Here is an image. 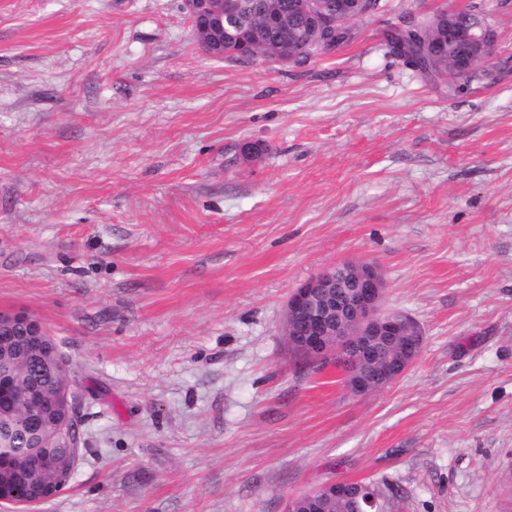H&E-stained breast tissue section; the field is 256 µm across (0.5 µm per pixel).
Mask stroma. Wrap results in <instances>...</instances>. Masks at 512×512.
<instances>
[{"instance_id":"obj_1","label":"stroma","mask_w":512,"mask_h":512,"mask_svg":"<svg viewBox=\"0 0 512 512\" xmlns=\"http://www.w3.org/2000/svg\"><path fill=\"white\" fill-rule=\"evenodd\" d=\"M480 5L493 77L385 32ZM305 64L212 57L182 0H0V312L69 361L85 441L29 512H512V0H382ZM377 262L424 330L381 392L299 365L293 289ZM428 30L427 23H425L423 25H411L405 30L391 35L384 44L387 53L405 67L416 68L417 63L411 46L417 47L427 35ZM365 483L350 482L348 488L347 481H334L326 483L317 489L309 491L297 498H294L289 506V512H317V503L328 497H344L336 500V503L330 507L328 512H362L364 508L361 496V489ZM350 491V492H349Z\"/></svg>"}]
</instances>
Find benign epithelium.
I'll return each mask as SVG.
<instances>
[{
	"instance_id": "benign-epithelium-1",
	"label": "benign epithelium",
	"mask_w": 512,
	"mask_h": 512,
	"mask_svg": "<svg viewBox=\"0 0 512 512\" xmlns=\"http://www.w3.org/2000/svg\"><path fill=\"white\" fill-rule=\"evenodd\" d=\"M195 31L206 37L205 50L216 54L221 48L220 32L224 27L253 25L250 36L242 44L243 55L278 63H292L310 51L329 42L336 33L357 20L377 13L375 0H340L334 5L327 0H295L290 5L304 17V25L292 27L284 13L274 4L253 9L241 0H183ZM447 27L433 25L436 36L418 49L424 63H429L436 47L446 43L457 46L469 38L462 15L447 12ZM276 25L280 42L293 47L288 53L263 49L265 28ZM494 43L487 33L473 47L465 66L467 71H481L492 76L483 63L492 58ZM345 282L336 279V267L323 269L295 288L285 305L284 330L291 349L307 356L323 359L332 355L344 361L352 354L355 367L345 370L344 385L354 397L379 392L400 379L419 356L424 334L421 325L408 313L383 307L386 282L379 265L373 261L350 260L345 264ZM27 328L30 344L41 346L39 361L51 370L69 374L68 361L53 350L52 339L39 322L22 313H0V342L11 340L19 327ZM22 398L32 407L27 432L29 460L39 467H50L55 457L50 449L66 439L74 457H80L75 389L71 386L51 396L29 391ZM348 482L334 481L295 499L288 512H317V503L328 497H344Z\"/></svg>"
}]
</instances>
